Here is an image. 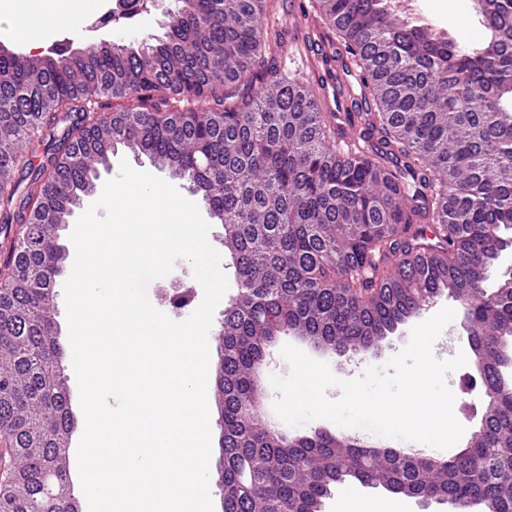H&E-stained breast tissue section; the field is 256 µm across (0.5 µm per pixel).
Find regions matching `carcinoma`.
I'll return each mask as SVG.
<instances>
[{
	"label": "carcinoma",
	"mask_w": 512,
	"mask_h": 512,
	"mask_svg": "<svg viewBox=\"0 0 512 512\" xmlns=\"http://www.w3.org/2000/svg\"><path fill=\"white\" fill-rule=\"evenodd\" d=\"M177 2L153 43L0 51V512H80L58 231L120 146L187 181L224 227L238 284L217 336L224 512H323L352 480L512 512V266L488 286L512 249V0H474L491 21L476 47L402 0H311L324 61L364 91L363 152L278 68L275 0ZM443 296L462 306L485 395L464 447L436 458L267 425L259 372L279 336L376 354Z\"/></svg>",
	"instance_id": "1"
}]
</instances>
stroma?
<instances>
[{
    "instance_id": "obj_1",
    "label": "stroma",
    "mask_w": 512,
    "mask_h": 512,
    "mask_svg": "<svg viewBox=\"0 0 512 512\" xmlns=\"http://www.w3.org/2000/svg\"><path fill=\"white\" fill-rule=\"evenodd\" d=\"M406 3L410 16L461 43L475 45L485 37L473 9V0H406ZM173 5L174 0H152L147 10L137 17L127 19L118 15L103 28L93 27L91 17H84L79 29L62 26L41 37L39 51L46 54L62 44L79 50L102 39L129 45L163 36L161 23L164 13ZM309 5V0H279L276 14L280 25L286 28L289 51L287 57L280 59L279 66L284 73L303 78L310 72L324 70L317 52L305 45L306 35L312 31L314 23L312 19L302 17L301 11ZM147 295L155 308L170 319L181 321L201 303L203 290L194 278L191 263L181 259L168 276L148 285ZM417 327L414 321L399 326L388 336L378 355L365 357L360 390L368 400L400 398L397 368L401 354ZM304 362L322 369L332 379L346 373L352 364L351 358L319 352L290 338L282 339L269 350L264 368L262 400L266 421L289 433L321 429L347 435L348 424L357 419L345 404L322 408L311 404L289 407V395L295 386L299 366Z\"/></svg>"
}]
</instances>
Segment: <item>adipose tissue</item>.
Instances as JSON below:
<instances>
[{"mask_svg":"<svg viewBox=\"0 0 512 512\" xmlns=\"http://www.w3.org/2000/svg\"><path fill=\"white\" fill-rule=\"evenodd\" d=\"M70 12H44L33 18L14 16L12 36L15 41L35 47L45 29L59 26L73 20ZM406 363L399 373L402 397L398 400L366 402L355 392L360 378L359 371L338 377L329 382L318 370L302 368L293 401H308L335 388L340 399L349 402L351 408L362 418H375L383 428H395L409 438L411 444H419L424 435L422 421L413 420L404 412L405 404L422 401L435 407L432 423L442 442L452 441L458 434L459 425L454 415V392H447L441 398H434L436 384H450L456 367L469 358L463 341L449 332V323L442 317H428L418 328L405 350Z\"/></svg>","mask_w":512,"mask_h":512,"instance_id":"ef3b65f1","label":"adipose tissue"}]
</instances>
